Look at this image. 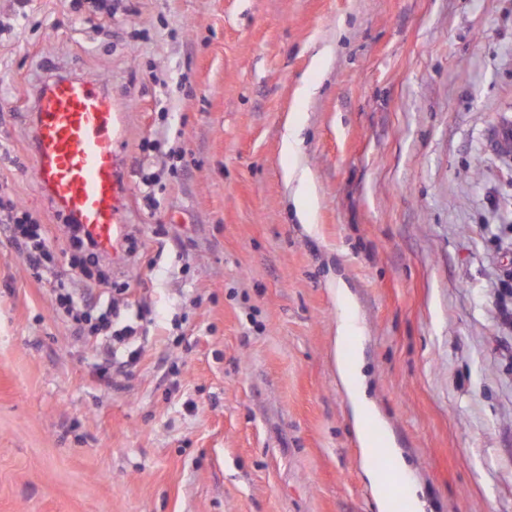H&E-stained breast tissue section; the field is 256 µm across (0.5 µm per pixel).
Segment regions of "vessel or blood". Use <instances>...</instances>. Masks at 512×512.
<instances>
[{
	"instance_id": "vessel-or-blood-1",
	"label": "vessel or blood",
	"mask_w": 512,
	"mask_h": 512,
	"mask_svg": "<svg viewBox=\"0 0 512 512\" xmlns=\"http://www.w3.org/2000/svg\"><path fill=\"white\" fill-rule=\"evenodd\" d=\"M34 112L35 182L100 252L121 260L129 185L107 84L88 75L51 77L37 91Z\"/></svg>"
}]
</instances>
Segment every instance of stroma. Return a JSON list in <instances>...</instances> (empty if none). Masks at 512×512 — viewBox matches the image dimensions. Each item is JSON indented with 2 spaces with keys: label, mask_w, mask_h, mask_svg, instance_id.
<instances>
[{
  "label": "stroma",
  "mask_w": 512,
  "mask_h": 512,
  "mask_svg": "<svg viewBox=\"0 0 512 512\" xmlns=\"http://www.w3.org/2000/svg\"><path fill=\"white\" fill-rule=\"evenodd\" d=\"M129 5L0 0V195L65 247L34 94L108 82L135 254L90 266V300L146 336L102 371L51 304L68 258L35 277L0 223V512H375L343 317L429 512H512V0Z\"/></svg>",
  "instance_id": "35a3bbf8"
}]
</instances>
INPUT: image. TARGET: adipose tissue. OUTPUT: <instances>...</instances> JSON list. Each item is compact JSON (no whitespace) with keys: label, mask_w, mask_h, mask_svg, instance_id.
<instances>
[{"label":"adipose tissue","mask_w":512,"mask_h":512,"mask_svg":"<svg viewBox=\"0 0 512 512\" xmlns=\"http://www.w3.org/2000/svg\"><path fill=\"white\" fill-rule=\"evenodd\" d=\"M338 385L348 397L354 433L361 448V468L368 482L377 512H390V489L395 478L404 476L407 465L381 426L380 415L365 392V377L355 363L336 356ZM386 449L391 458L390 471H383L374 462L375 449Z\"/></svg>","instance_id":"1"}]
</instances>
